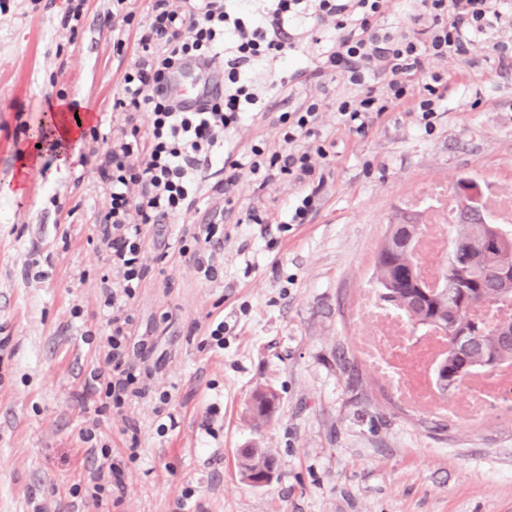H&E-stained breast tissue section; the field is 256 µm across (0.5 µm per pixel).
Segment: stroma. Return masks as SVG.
I'll list each match as a JSON object with an SVG mask.
<instances>
[{
  "label": "stroma",
  "instance_id": "obj_1",
  "mask_svg": "<svg viewBox=\"0 0 512 512\" xmlns=\"http://www.w3.org/2000/svg\"><path fill=\"white\" fill-rule=\"evenodd\" d=\"M151 10L0 0V512H512V411L468 424L407 413L354 348L389 225L428 223L437 185L512 188V67L485 42L470 51L479 72L425 60L448 85L430 137L402 107L357 136L325 106L331 161L306 223L287 221L288 183L243 173L229 187L210 173L194 209L150 226L114 360L98 164ZM302 50L251 68L254 82L283 86L274 110L237 131L235 153L283 150L277 113L350 95L342 78H315L311 40ZM72 102L83 134L62 165L39 140ZM17 182L21 195L2 194ZM254 209L264 223H250ZM199 224L223 225L222 242L193 239ZM219 323L220 346L208 335ZM119 360L134 377L107 388ZM259 389L279 397L260 427L247 411ZM250 442L277 461L269 486L241 476L237 450ZM101 466L112 489L96 505L73 487Z\"/></svg>",
  "mask_w": 512,
  "mask_h": 512
}]
</instances>
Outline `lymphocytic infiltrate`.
Returning <instances> with one entry per match:
<instances>
[{
    "instance_id": "lymphocytic-infiltrate-1",
    "label": "lymphocytic infiltrate",
    "mask_w": 512,
    "mask_h": 512,
    "mask_svg": "<svg viewBox=\"0 0 512 512\" xmlns=\"http://www.w3.org/2000/svg\"><path fill=\"white\" fill-rule=\"evenodd\" d=\"M384 2L191 0L189 10L179 14L168 10L165 0H155L139 53L113 102L130 120L150 113L148 140L140 142L133 133L112 137L101 163L112 271L105 305L112 319H119L140 285L149 226L188 211L213 165L234 177L247 171L263 185L274 178L294 185L299 194L289 223H305L312 212L325 185L316 162L330 157L318 126L321 99H306L279 114L284 152L254 144L237 158L224 150L226 140L252 118L258 100L271 104L277 94L273 83L257 91L246 67L294 58L298 43L292 31L303 18L332 23L334 34L321 49L317 74L339 75L356 88V95L337 98L336 119L357 135L404 105L414 112L419 129L434 133L447 98L443 77L424 72L425 59L464 57L474 42L489 41L500 62L512 60V0H419L411 29L384 26ZM191 60L224 70L222 94L194 112L181 107L170 85L172 74Z\"/></svg>"
}]
</instances>
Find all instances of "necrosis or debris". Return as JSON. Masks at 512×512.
I'll list each match as a JSON object with an SVG mask.
<instances>
[{"instance_id": "obj_1", "label": "necrosis or debris", "mask_w": 512, "mask_h": 512, "mask_svg": "<svg viewBox=\"0 0 512 512\" xmlns=\"http://www.w3.org/2000/svg\"><path fill=\"white\" fill-rule=\"evenodd\" d=\"M362 326L356 346L373 374L407 412L468 421L489 407L512 401V366L472 375L462 397L442 396L430 378L433 363L446 351L442 335H412L404 315L366 294L359 302Z\"/></svg>"}]
</instances>
